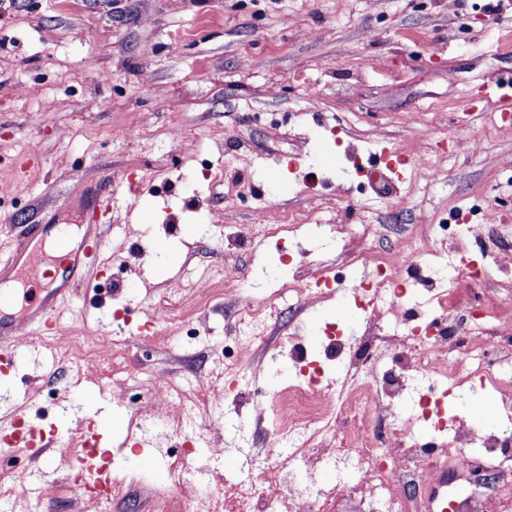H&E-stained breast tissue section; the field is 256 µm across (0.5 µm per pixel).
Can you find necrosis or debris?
<instances>
[{"mask_svg": "<svg viewBox=\"0 0 512 512\" xmlns=\"http://www.w3.org/2000/svg\"><path fill=\"white\" fill-rule=\"evenodd\" d=\"M345 251L351 264L372 269V277L354 295L357 308L366 313L362 336L347 339L328 334L326 357L343 360L336 394L328 402L314 399V389L324 375L316 361L304 360L298 384L265 394L263 410L276 416L273 446L276 461L242 455V474L225 501L226 512H421V481H409V463L422 474L444 467L438 444L422 441L420 423L449 430L450 443L472 450L464 470L448 473L450 512H488L490 491L512 499V323L503 321L491 298L462 307L457 290L438 288L432 296L433 319L413 325L401 317L406 285L399 281L390 254L360 247L348 240ZM335 278L326 268L316 274V288L289 279L287 293H274L264 301L243 298L237 313V336L230 350L232 363L224 369L228 388L239 384L238 373L251 363L252 344L266 330L282 296L313 303L333 294ZM445 375L454 386L494 385L502 395L494 425L479 428L458 417H448L444 399L434 389L418 394L413 405L404 397L426 375ZM151 404L130 414L129 432H147L165 424L170 409H177L180 428L195 429L198 422L214 421L218 402L201 388L181 385L161 375L151 378ZM349 428L343 439L332 431L338 420ZM171 475L184 487L186 512H211L210 501L190 494V487L205 485L211 473L192 464V455L176 449ZM337 472L335 486L325 489L311 479L298 480L296 469L316 474L323 465ZM412 482L414 496L404 494Z\"/></svg>", "mask_w": 512, "mask_h": 512, "instance_id": "necrosis-or-debris-1", "label": "necrosis or debris"}]
</instances>
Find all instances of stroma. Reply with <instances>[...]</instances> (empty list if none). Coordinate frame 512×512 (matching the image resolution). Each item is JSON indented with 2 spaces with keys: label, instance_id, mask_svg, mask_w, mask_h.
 Here are the masks:
<instances>
[{
  "label": "stroma",
  "instance_id": "obj_1",
  "mask_svg": "<svg viewBox=\"0 0 512 512\" xmlns=\"http://www.w3.org/2000/svg\"><path fill=\"white\" fill-rule=\"evenodd\" d=\"M492 80L512 95V0H0V253L30 224H100L106 243L77 316L50 341L56 374L17 380L29 390L23 416L63 431L116 402L127 413L146 406L147 375L212 374L234 334L238 294L201 297L195 273L212 270L220 283L232 272L261 301L297 272L277 242L258 264L225 231L297 224L300 250L343 272L330 225H380L368 245L389 252L422 225L462 223L474 200L512 209V133L483 99ZM311 85L322 96L315 109ZM471 124L483 129L474 144ZM119 128L133 138L113 139ZM183 141L196 156L173 160ZM371 152L408 160L392 195L353 191L352 158ZM271 166L286 192L268 181ZM105 184L111 198L90 212L77 188ZM500 251L512 252V233L447 245L445 287ZM144 261L148 289L131 282ZM349 295L344 284L308 309L282 304L252 348L253 369L317 316L356 336L362 310L336 314ZM169 304L202 321L204 342H163ZM118 312L134 326L153 321L155 344L119 333ZM83 336L114 337L134 377L103 374L64 393L65 375L99 362L80 350ZM98 385L111 400H92ZM258 406L241 391L209 441L243 436L271 451L272 419ZM101 445L121 451L112 512H161L176 499L171 457L139 452L124 429ZM25 463L0 458V512H85L65 467L51 501L17 494L10 472Z\"/></svg>",
  "mask_w": 512,
  "mask_h": 512
}]
</instances>
